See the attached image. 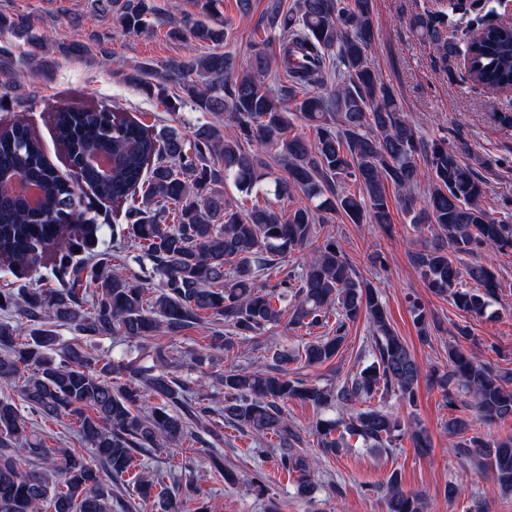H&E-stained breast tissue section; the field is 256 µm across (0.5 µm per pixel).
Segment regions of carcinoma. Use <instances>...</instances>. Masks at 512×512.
Segmentation results:
<instances>
[{
    "instance_id": "1",
    "label": "carcinoma",
    "mask_w": 512,
    "mask_h": 512,
    "mask_svg": "<svg viewBox=\"0 0 512 512\" xmlns=\"http://www.w3.org/2000/svg\"><path fill=\"white\" fill-rule=\"evenodd\" d=\"M112 13L125 34L155 24L191 48L212 50L165 64L147 81L150 64L133 67L129 80L163 95L169 79L184 96L170 105L194 112H223L225 128L201 124L192 136L154 132L118 106H72L56 112L54 137L82 183L99 200L123 212L125 234L141 253L140 273L124 271L112 253L95 249L100 226L82 208L83 189L71 185L23 123L0 128V178L24 176L40 184L42 203L31 210L0 190V259L20 272L37 271L51 254L52 285L33 288L18 280L0 290V512H131L112 483H127L153 512H182V489L157 474L136 471L137 457L180 447L206 424L213 406L192 398L183 367L210 358L193 349H159L150 366L113 361L92 353L102 339L149 340L179 336L213 318L210 349L230 347L233 337L261 336L280 325L326 332L297 358L325 364L343 347L349 325L365 320L372 362L336 386L309 384L289 372L281 354L274 369L229 368L216 376L224 387V422L256 439L268 436L281 469L296 476V492L311 499L319 488V458L300 451V431L290 425L292 400L318 410L336 407L310 429L322 456H336L348 440L368 448H396L409 438L419 455L431 448L427 431L407 427L397 415L372 404L387 395L412 407L423 369L391 326L377 289L357 274L343 247L324 225L335 215L353 224H392L390 205L402 206L416 227L428 225L448 247L423 246L410 262L429 290L482 317L498 299L499 280L483 264L457 265L455 256L485 250L512 251V223L481 206L485 161L469 165L448 137L419 134L394 88L384 83L369 53L378 36L373 0H295L285 10L274 0L260 21L266 37L252 46L240 69L224 52L231 21L218 0H197L201 18L172 21L154 0H94ZM488 0H438L413 14L411 32L431 44L453 76V59L465 53L467 80L512 94V25L488 24ZM466 20L465 48L448 39V17ZM0 36H13L31 50L23 63H37L41 41L31 18L0 12ZM277 41L279 51H268ZM288 75V87L272 91L271 73ZM311 135L294 134L292 115ZM269 155L263 162L244 148ZM428 169L420 179L419 163ZM274 177L278 199L298 192L304 200L283 213L254 193ZM354 183L360 194L346 190ZM255 195L251 206L227 194ZM394 188V194L387 192ZM421 208H416V202ZM308 251L302 269L280 266L288 255ZM277 268L271 287L259 283ZM475 287H467V281ZM157 284L153 297L146 289ZM421 342L435 326L420 299L409 301ZM74 337L62 340L59 328ZM449 369L432 378L448 403H460L448 420L458 441L453 453L477 459L506 493H512V435L489 439L476 424L512 420V371L477 359L460 345L448 348ZM22 381L16 385V381ZM20 387L19 397L12 391ZM70 418L92 457L48 448L34 434V420ZM386 512H427L417 494L401 490L398 476L381 490Z\"/></svg>"
}]
</instances>
